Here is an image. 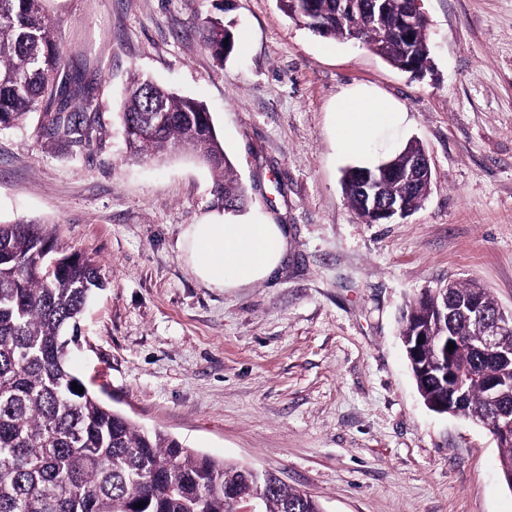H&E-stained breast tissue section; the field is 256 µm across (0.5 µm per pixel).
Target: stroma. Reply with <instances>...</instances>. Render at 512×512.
Wrapping results in <instances>:
<instances>
[{
    "mask_svg": "<svg viewBox=\"0 0 512 512\" xmlns=\"http://www.w3.org/2000/svg\"><path fill=\"white\" fill-rule=\"evenodd\" d=\"M44 7L99 99L100 134L50 143L36 113L0 133V221L43 222L98 267L74 372L135 423L275 472L324 512H512L493 436L424 404L400 338L402 315L450 280L512 311V0H424L420 79L315 36L277 0ZM208 14L234 23L220 64L202 47ZM135 72L207 105L246 211L225 212L189 152L127 160L118 109ZM355 85L407 112L393 150L418 142L430 159L431 192L406 218L364 224L344 199L359 160L338 149L334 112ZM208 222L280 225V264L208 286L184 247Z\"/></svg>",
    "mask_w": 512,
    "mask_h": 512,
    "instance_id": "1",
    "label": "stroma"
}]
</instances>
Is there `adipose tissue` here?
<instances>
[{
	"label": "adipose tissue",
	"instance_id": "adipose-tissue-1",
	"mask_svg": "<svg viewBox=\"0 0 512 512\" xmlns=\"http://www.w3.org/2000/svg\"><path fill=\"white\" fill-rule=\"evenodd\" d=\"M407 114L393 99L366 88H349L336 99V142L345 152L375 165L364 146L386 130H400ZM187 253L196 274L217 288H230L269 276L285 246L275 224H194L185 233Z\"/></svg>",
	"mask_w": 512,
	"mask_h": 512
}]
</instances>
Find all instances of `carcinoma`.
Wrapping results in <instances>:
<instances>
[{
  "instance_id": "1",
  "label": "carcinoma",
  "mask_w": 512,
  "mask_h": 512,
  "mask_svg": "<svg viewBox=\"0 0 512 512\" xmlns=\"http://www.w3.org/2000/svg\"><path fill=\"white\" fill-rule=\"evenodd\" d=\"M44 0H0V132L40 113L47 141L90 143L99 103L83 75L69 69ZM279 9L314 34L356 39L393 67L430 69L427 25L409 16L411 0H278ZM204 48L220 63L234 49L232 22L206 16ZM124 129L149 132L125 139L128 157L151 161L190 149L213 171L224 209L248 205L210 114L137 74L120 112ZM417 144L378 164L354 166L342 176L348 206L363 224L405 217L426 199L430 184L405 176ZM368 173L369 194L359 174ZM103 287L94 261L53 246L38 223L0 222V512H234L256 496L264 512H323L313 497L276 474L182 446L144 429L106 405L71 368L79 321ZM478 305L493 318L498 305L487 289L450 282L421 298L403 318L400 336L413 349L428 336L431 349L411 369L422 397L496 435L512 420V334L499 354L483 347ZM450 341L448 356L439 347ZM83 387L75 391L71 383ZM501 474L512 475V439L497 438ZM142 502L144 506L136 507Z\"/></svg>"
}]
</instances>
